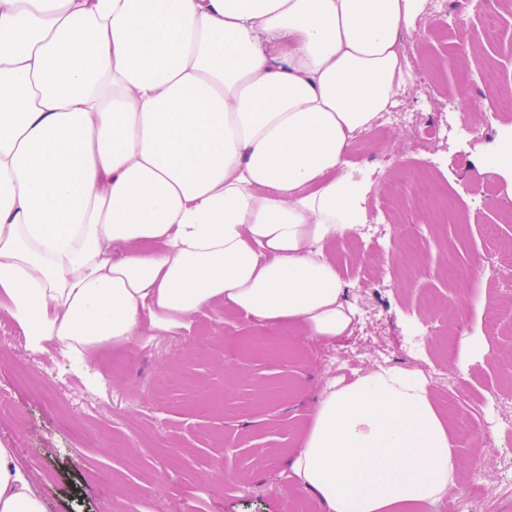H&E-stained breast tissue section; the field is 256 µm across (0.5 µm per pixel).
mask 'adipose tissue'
<instances>
[{
	"instance_id": "ef3b65f1",
	"label": "adipose tissue",
	"mask_w": 512,
	"mask_h": 512,
	"mask_svg": "<svg viewBox=\"0 0 512 512\" xmlns=\"http://www.w3.org/2000/svg\"><path fill=\"white\" fill-rule=\"evenodd\" d=\"M427 0H0V294L33 352L227 305L330 341L367 223L353 141L413 78ZM327 512H426L463 461L427 377L320 386L287 458ZM0 512H45L0 444Z\"/></svg>"
}]
</instances>
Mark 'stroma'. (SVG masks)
<instances>
[{
	"instance_id": "1",
	"label": "stroma",
	"mask_w": 512,
	"mask_h": 512,
	"mask_svg": "<svg viewBox=\"0 0 512 512\" xmlns=\"http://www.w3.org/2000/svg\"><path fill=\"white\" fill-rule=\"evenodd\" d=\"M498 13L495 33L483 10L449 4L433 7L403 34L414 80L398 96L400 111L422 123L461 118L477 102L487 121L469 135L414 147V125L402 122L385 135L361 134L347 160L366 181L370 221L384 227L374 252L392 260L381 283H364V262L351 238L334 240L329 253L349 285L359 316L351 334L317 341L288 324L260 325L231 308H206L185 326L146 336L127 369L105 376L112 345L78 360L50 353L39 375L17 381L16 371L34 357L25 346L0 337V444L16 449L45 512H325L319 498L299 490L285 460L301 448L311 421L317 386L381 366L431 376L438 408L453 429L487 414L499 419L490 440L472 435L455 444L465 461L453 499L428 512H506L512 507V286L500 251L512 248L501 231L488 242L487 221H499L512 205V162L494 168L492 155L505 145L497 131L512 124L503 93L512 88V5L487 0ZM465 42V55H447L441 31ZM493 66L499 86L481 80ZM439 164L437 195L469 212L467 224L444 223L401 198L382 203L390 180H410L427 162ZM494 182V198L472 205L474 194ZM413 225L419 249L395 251L399 225ZM470 270L449 284L448 266ZM447 308V318L435 306ZM127 437L139 456L129 466L112 439ZM239 449L232 481L224 470L226 449Z\"/></svg>"
}]
</instances>
